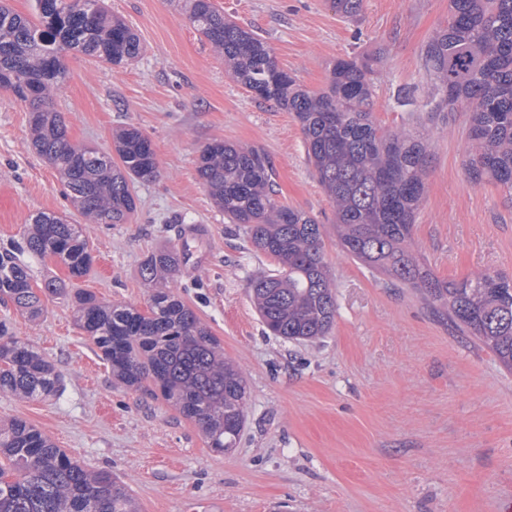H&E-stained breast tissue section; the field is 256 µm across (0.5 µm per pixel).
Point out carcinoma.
Here are the masks:
<instances>
[{
    "mask_svg": "<svg viewBox=\"0 0 512 512\" xmlns=\"http://www.w3.org/2000/svg\"><path fill=\"white\" fill-rule=\"evenodd\" d=\"M35 17L0 0V85L30 110L36 153L56 170L73 207L96 224H126L136 210L135 184L159 175L148 136L119 132L115 155L71 142L52 92L69 77L66 57L83 55L107 66L139 57L138 36L112 16L105 0H35ZM187 20L223 56L231 75L253 97L293 113L318 182L333 204L342 249L428 301L456 332L472 336L512 371V280L484 273L460 281L434 275L410 240L432 162L429 138L393 131L374 115L381 52L338 58L327 86L307 91L281 69L256 33L224 17L213 0H188ZM448 23L422 50L431 85H399L394 107L421 102L406 124L443 113L468 116L471 180L512 195V0H448ZM200 183L252 247L278 268L250 281V296L272 335L314 342L336 320L333 279L324 258V225L280 203L274 171L262 151L215 140L196 162ZM192 256L187 239L151 253L140 268L153 286L147 311L74 293L77 325L116 380L160 394L202 430L208 447H236L248 409L246 380L224 359V348L171 283ZM52 257L79 280L93 257L83 227L41 212L18 240L0 246V303L32 317L43 311L32 285V260ZM62 374L54 363L0 322V394L56 396ZM0 512H139L108 470L90 471L22 419L0 425Z\"/></svg>",
    "mask_w": 512,
    "mask_h": 512,
    "instance_id": "1",
    "label": "carcinoma"
}]
</instances>
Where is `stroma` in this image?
<instances>
[{"mask_svg":"<svg viewBox=\"0 0 512 512\" xmlns=\"http://www.w3.org/2000/svg\"><path fill=\"white\" fill-rule=\"evenodd\" d=\"M140 37L134 62L107 67L76 56L52 97L73 141L112 151L126 127L146 134L160 175L137 187L126 224H84L57 172L32 148L27 106L0 92V241L20 239L40 212L83 224L95 257L79 288L143 309L139 269L178 230L205 224L203 260L177 292L243 372L249 394L236 448L211 450L200 427L162 398L117 383L74 321L72 298L43 295L32 320L0 304V320L65 376L58 398L0 395V421L26 420L74 460L111 471L140 512H503L512 504V373L458 335L412 290L371 273L326 233L336 287L328 336L294 343L267 335L250 298L252 276L276 269L225 223L200 184L209 142L269 157L278 200L332 225L334 210L292 113L253 99L223 57L188 24L183 0H106ZM273 49L302 88L325 87L337 58L383 49L374 112L401 129L397 85H425L421 52L448 21V0H363L358 15L330 0H214ZM433 159L412 248L441 280L512 277V196L476 184L463 165L467 116L415 126Z\"/></svg>","mask_w":512,"mask_h":512,"instance_id":"35a3bbf8","label":"stroma"}]
</instances>
